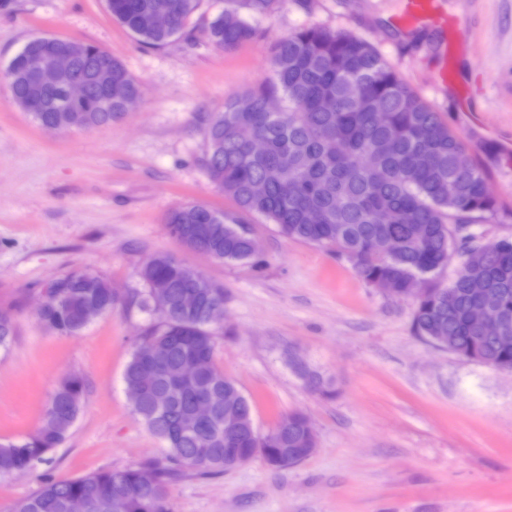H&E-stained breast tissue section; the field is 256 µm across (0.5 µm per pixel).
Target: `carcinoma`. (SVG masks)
<instances>
[{
	"label": "carcinoma",
	"instance_id": "obj_1",
	"mask_svg": "<svg viewBox=\"0 0 512 512\" xmlns=\"http://www.w3.org/2000/svg\"><path fill=\"white\" fill-rule=\"evenodd\" d=\"M199 0H106L112 18L150 46H162L186 33ZM277 0H226L224 12L208 26L210 41L230 50L251 40L255 29L241 16L268 13ZM73 60L74 74L89 83V100L78 113V127L112 124L125 109L112 101L95 76L108 70L112 83L132 96L140 89L125 65L95 44L39 36L27 42L36 53L43 40ZM27 59L8 74L11 102L38 125L59 119L61 88L32 85ZM270 79L257 89L224 103L207 131L205 167L210 179L245 212L263 216L286 239L309 243L346 258L365 283H387L390 295L408 296L412 278L431 279L452 258L460 269L447 284L432 282L433 294L415 300L416 333L457 356L492 368L512 367V344L480 339L466 320L475 292L482 291L492 315L512 330V238L487 241L477 226L499 210L487 187L488 173L468 143L455 134L389 66L370 43L322 26L302 28L275 46ZM281 109L272 112V100ZM261 138L264 153L254 155L249 139ZM169 233L184 248L204 250L224 261L261 260L252 253L249 229L222 211L189 203L168 216ZM146 288H165L166 306L158 308L145 293L142 309L151 317L140 344L160 342L151 363L132 353L124 370L132 412L161 440L167 461L91 473L75 479L40 478L12 512H70L83 499L87 512H110L116 500L126 512H170L169 484L183 468L220 472L260 454L288 449L293 465L299 448L315 444L306 417L292 412L282 427L262 434L250 400L216 363L197 380L181 386L171 375L189 354L214 358L212 307L224 303V290L168 255H156L139 271ZM55 293L41 317L64 335L80 333L85 310L106 315L118 300L108 282L88 272L54 280ZM197 292L199 306L181 307L184 295ZM15 334L13 306L0 305V349ZM210 392L216 400L211 423L193 420L195 399ZM85 381L69 373L58 383L39 429L28 438L0 443V476L35 469L61 445L82 409ZM237 403L238 419L224 426V401ZM151 475L144 480L143 473Z\"/></svg>",
	"mask_w": 512,
	"mask_h": 512
}]
</instances>
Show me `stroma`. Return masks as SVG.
Returning <instances> with one entry per match:
<instances>
[{"instance_id": "35a3bbf8", "label": "stroma", "mask_w": 512, "mask_h": 512, "mask_svg": "<svg viewBox=\"0 0 512 512\" xmlns=\"http://www.w3.org/2000/svg\"><path fill=\"white\" fill-rule=\"evenodd\" d=\"M451 28L403 26V0H276L254 18L257 37L232 50L207 28L224 0H199L184 38L140 43L105 0H0V304L15 336L0 351V442L40 426L67 373L85 404L48 467L58 480L161 457L132 413L124 367L150 321L140 308L143 263L169 254L224 290L215 360L250 398L268 432L281 416L310 419L316 452L288 467L262 457L232 470L187 469L171 512H512V373L430 344L414 302L360 280L325 249L282 237L209 178L205 130L225 101L269 77L275 44L311 25L372 44L462 137L501 203L482 229L512 236V0H433ZM91 42L123 62L138 102L111 125L47 131L14 106L11 59L37 35ZM236 215L263 263L189 251L166 217L185 203ZM73 271L102 276L118 303L76 336L52 332L36 308L48 283ZM321 374L332 394L296 371Z\"/></svg>"}]
</instances>
